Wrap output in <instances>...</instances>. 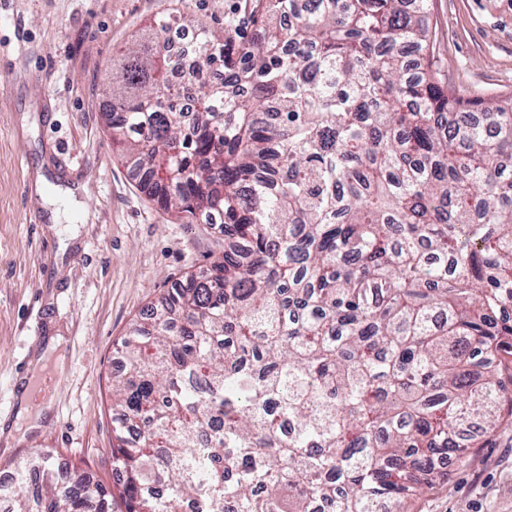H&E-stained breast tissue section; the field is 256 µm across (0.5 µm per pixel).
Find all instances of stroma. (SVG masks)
Listing matches in <instances>:
<instances>
[{"label":"stroma","instance_id":"obj_1","mask_svg":"<svg viewBox=\"0 0 512 512\" xmlns=\"http://www.w3.org/2000/svg\"><path fill=\"white\" fill-rule=\"evenodd\" d=\"M179 8L222 34L248 0H0V431L49 337L65 369L52 415L22 441L0 434V473L44 450L113 481L118 343L167 288L224 248L182 224L122 161L104 114L112 67ZM436 67L466 99L512 96V0H428ZM412 512H512V425L442 461Z\"/></svg>","mask_w":512,"mask_h":512}]
</instances>
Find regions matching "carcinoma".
I'll list each match as a JSON object with an SVG mask.
<instances>
[{
    "mask_svg": "<svg viewBox=\"0 0 512 512\" xmlns=\"http://www.w3.org/2000/svg\"><path fill=\"white\" fill-rule=\"evenodd\" d=\"M173 21L106 123L165 212L242 248L121 339L115 490L38 453L6 512H411L434 455L512 423V98L442 81L427 0H255L257 37L162 53Z\"/></svg>",
    "mask_w": 512,
    "mask_h": 512,
    "instance_id": "carcinoma-1",
    "label": "carcinoma"
}]
</instances>
